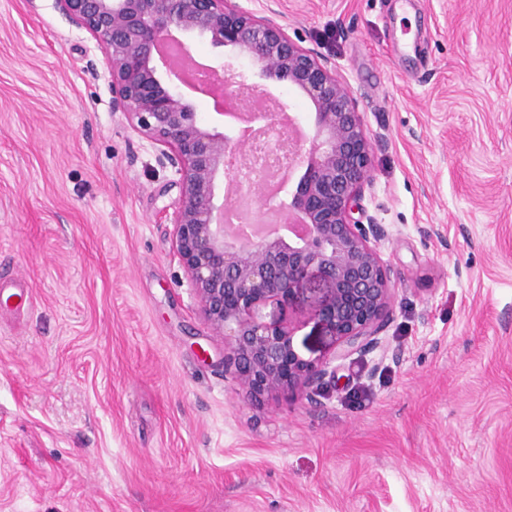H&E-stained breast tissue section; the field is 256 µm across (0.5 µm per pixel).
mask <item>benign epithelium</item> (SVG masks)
Returning a JSON list of instances; mask_svg holds the SVG:
<instances>
[{
  "label": "benign epithelium",
  "instance_id": "obj_1",
  "mask_svg": "<svg viewBox=\"0 0 512 512\" xmlns=\"http://www.w3.org/2000/svg\"><path fill=\"white\" fill-rule=\"evenodd\" d=\"M59 12L104 50L112 75V110L161 146L180 198L171 224L175 251L211 325L224 335V362L250 395L289 394L321 383L325 366L303 358L292 332L263 310L290 302L314 274L330 285L316 311L336 341L337 356L372 349L392 317V276L375 244L384 227L366 214L371 143L357 101L336 61L300 45L278 11H255L238 0H56ZM180 43L229 47L236 56L209 71L230 112L262 113L258 136L233 138L207 128L180 90L179 69L164 52ZM259 77L300 91L314 109L310 148L288 140L282 114L263 107L267 90L248 83L239 58ZM263 141L293 152L283 170L303 165L292 199L282 205V229L244 244L225 230L224 211L242 201L265 207L267 182L255 177L249 152Z\"/></svg>",
  "mask_w": 512,
  "mask_h": 512
}]
</instances>
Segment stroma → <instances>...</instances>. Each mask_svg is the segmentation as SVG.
Masks as SVG:
<instances>
[{"label": "stroma", "mask_w": 512, "mask_h": 512, "mask_svg": "<svg viewBox=\"0 0 512 512\" xmlns=\"http://www.w3.org/2000/svg\"><path fill=\"white\" fill-rule=\"evenodd\" d=\"M273 5L371 137L378 347L337 358L311 280L275 316L325 383L252 398L101 46L0 0V512H512V0Z\"/></svg>", "instance_id": "obj_1"}]
</instances>
